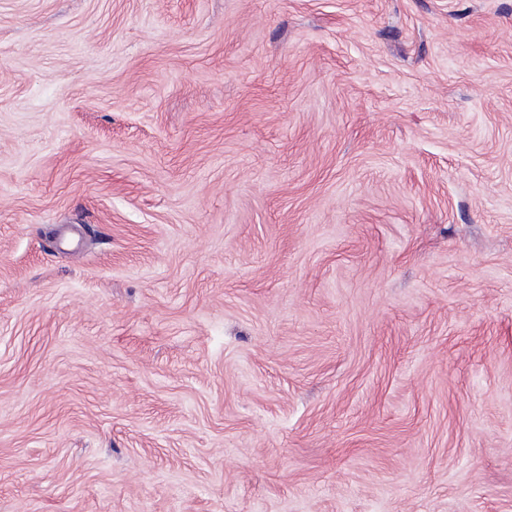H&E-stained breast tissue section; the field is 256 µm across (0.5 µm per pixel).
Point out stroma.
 Listing matches in <instances>:
<instances>
[{"mask_svg":"<svg viewBox=\"0 0 512 512\" xmlns=\"http://www.w3.org/2000/svg\"><path fill=\"white\" fill-rule=\"evenodd\" d=\"M0 512H512V0H0Z\"/></svg>","mask_w":512,"mask_h":512,"instance_id":"1","label":"stroma"}]
</instances>
